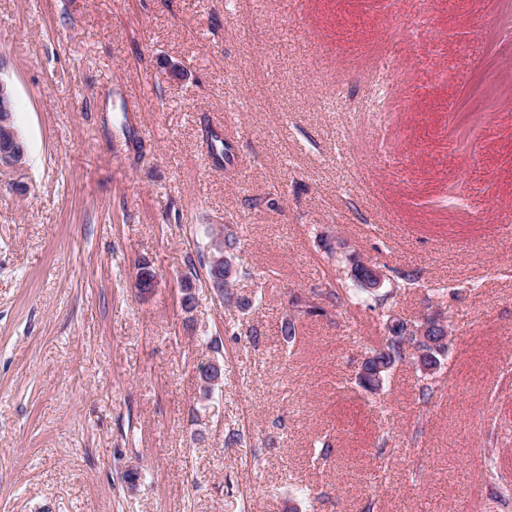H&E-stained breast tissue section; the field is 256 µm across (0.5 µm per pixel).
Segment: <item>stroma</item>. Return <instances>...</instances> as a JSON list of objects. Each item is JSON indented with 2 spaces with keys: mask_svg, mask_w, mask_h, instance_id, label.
Listing matches in <instances>:
<instances>
[{
  "mask_svg": "<svg viewBox=\"0 0 512 512\" xmlns=\"http://www.w3.org/2000/svg\"><path fill=\"white\" fill-rule=\"evenodd\" d=\"M0 79V512H512V0H0ZM224 224L252 306L184 305ZM352 253L447 312L431 397L293 315ZM13 92L10 86L0 79V129L7 130L14 144H7L0 149V166L22 170L26 163L27 148L17 128L14 127V115L10 110Z\"/></svg>",
  "mask_w": 512,
  "mask_h": 512,
  "instance_id": "35a3bbf8",
  "label": "stroma"
}]
</instances>
